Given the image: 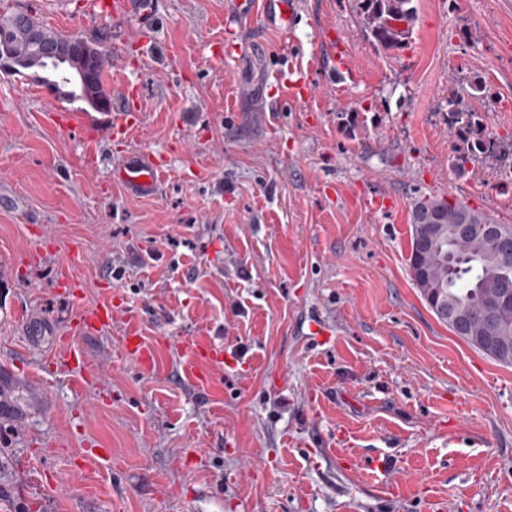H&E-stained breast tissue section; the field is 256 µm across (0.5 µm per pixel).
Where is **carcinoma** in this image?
I'll use <instances>...</instances> for the list:
<instances>
[{
  "label": "carcinoma",
  "mask_w": 512,
  "mask_h": 512,
  "mask_svg": "<svg viewBox=\"0 0 512 512\" xmlns=\"http://www.w3.org/2000/svg\"><path fill=\"white\" fill-rule=\"evenodd\" d=\"M358 14L373 43L385 52L399 50L409 43L417 20L414 0H355ZM21 7L0 12V62L13 67L10 75L30 78L46 85L55 84L59 96L81 101L97 112L112 103L104 89L102 48L94 88L85 91L65 81L47 56L48 48L64 35L48 30ZM477 95L456 94L448 98V112L454 118L450 129L464 148L455 157V168L461 174L476 153L474 143L466 135L482 127L480 112L470 103ZM494 220L461 202L422 197L412 209L411 251L417 265L411 266L413 279L438 319L448 324L454 334L493 360L512 365V306L493 319L486 308L500 286L503 259L494 244L481 237L457 239L453 230L458 224H492ZM25 396L9 377L0 373V421L10 422L23 415Z\"/></svg>",
  "instance_id": "carcinoma-1"
}]
</instances>
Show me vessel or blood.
<instances>
[{"mask_svg": "<svg viewBox=\"0 0 512 512\" xmlns=\"http://www.w3.org/2000/svg\"><path fill=\"white\" fill-rule=\"evenodd\" d=\"M135 0H92L91 10L111 13L113 20L119 21L133 11ZM264 10L273 21L280 26H287L298 9L297 0H232L226 25L228 32L252 21L256 10ZM276 78L284 92L298 96L308 91L309 83L304 71L293 70L277 73ZM144 115L139 107L129 106L125 111L108 114L93 119L88 114L79 112L66 117L68 123H79L84 128L97 129L98 133H109L123 139H130L140 127ZM161 170L154 156L148 152H135L123 156L121 162L112 168L115 182L123 185L131 193L140 196L154 195L160 184ZM113 311L111 303L103 302L90 307L80 308L73 316L69 332L73 335L97 334L111 328L119 318ZM123 318L125 325V347L128 355L142 367L150 368L155 364L151 348L144 344L138 334L141 323L138 312H126ZM184 351L190 353L191 360L185 366L186 376L198 386H206L209 375L202 368L203 363L221 364L222 358L212 349L199 345L192 340L183 341Z\"/></svg>", "mask_w": 512, "mask_h": 512, "instance_id": "obj_1", "label": "vessel or blood"}]
</instances>
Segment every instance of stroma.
<instances>
[{
  "mask_svg": "<svg viewBox=\"0 0 512 512\" xmlns=\"http://www.w3.org/2000/svg\"><path fill=\"white\" fill-rule=\"evenodd\" d=\"M1 1L103 37L113 111L138 86L144 113L90 155L48 114L72 103L0 73V369L30 398L0 473L13 512H512V365L438 320L409 262L418 198L512 225L503 177L477 158L456 175L448 127L478 77L485 131L512 144V0H417L395 55L354 0H299L287 30L234 39L230 0H138L119 24L89 0L51 18L47 0ZM290 68L314 102L274 84ZM130 150L161 159L155 195L113 181ZM102 301L139 313L156 363L124 356L118 321L73 339L99 369L83 385L54 353L77 304ZM186 339L223 354L206 389L183 375Z\"/></svg>",
  "mask_w": 512,
  "mask_h": 512,
  "instance_id": "1",
  "label": "stroma"
}]
</instances>
